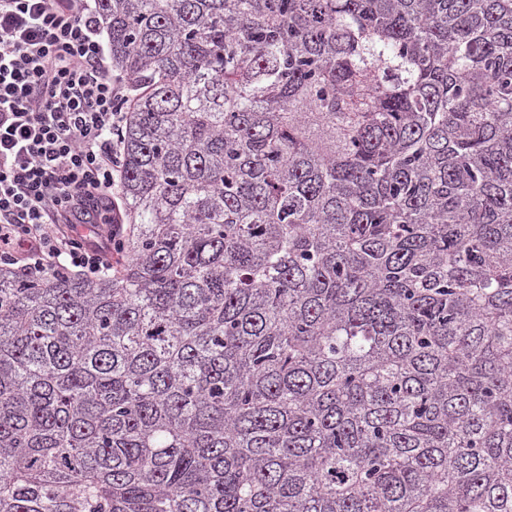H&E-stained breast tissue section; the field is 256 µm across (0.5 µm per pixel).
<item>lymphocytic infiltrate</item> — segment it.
Segmentation results:
<instances>
[{"label": "lymphocytic infiltrate", "mask_w": 512, "mask_h": 512, "mask_svg": "<svg viewBox=\"0 0 512 512\" xmlns=\"http://www.w3.org/2000/svg\"><path fill=\"white\" fill-rule=\"evenodd\" d=\"M134 94L112 70L97 0H0V265L106 269L125 234L113 214Z\"/></svg>", "instance_id": "lymphocytic-infiltrate-1"}]
</instances>
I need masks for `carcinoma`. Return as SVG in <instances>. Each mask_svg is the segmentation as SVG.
Instances as JSON below:
<instances>
[{
	"instance_id": "carcinoma-1",
	"label": "carcinoma",
	"mask_w": 512,
	"mask_h": 512,
	"mask_svg": "<svg viewBox=\"0 0 512 512\" xmlns=\"http://www.w3.org/2000/svg\"><path fill=\"white\" fill-rule=\"evenodd\" d=\"M108 273L0 266V512H512V0H97Z\"/></svg>"
}]
</instances>
